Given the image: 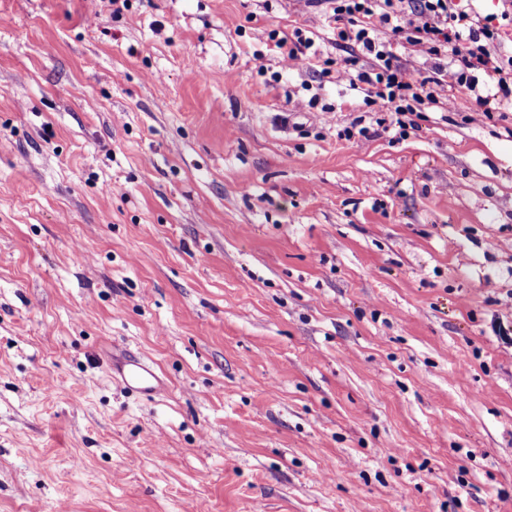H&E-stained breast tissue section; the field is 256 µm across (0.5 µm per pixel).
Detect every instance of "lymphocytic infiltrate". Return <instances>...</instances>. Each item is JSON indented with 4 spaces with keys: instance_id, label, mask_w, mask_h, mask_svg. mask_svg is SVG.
<instances>
[{
    "instance_id": "f902f5d3",
    "label": "lymphocytic infiltrate",
    "mask_w": 512,
    "mask_h": 512,
    "mask_svg": "<svg viewBox=\"0 0 512 512\" xmlns=\"http://www.w3.org/2000/svg\"><path fill=\"white\" fill-rule=\"evenodd\" d=\"M324 26L337 47L370 55L367 70L350 77L365 102L393 110L399 128L424 105H444L463 93L485 118L512 111V56L499 52L497 27L478 24L467 0H327ZM392 36L379 38V28ZM410 45L435 57L428 74H414L397 48Z\"/></svg>"
}]
</instances>
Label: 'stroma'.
<instances>
[{"label":"stroma","instance_id":"35a3bbf8","mask_svg":"<svg viewBox=\"0 0 512 512\" xmlns=\"http://www.w3.org/2000/svg\"><path fill=\"white\" fill-rule=\"evenodd\" d=\"M323 11L0 0V512H512V112L378 127ZM293 36V38L288 37V42H291L287 52L289 67L298 64L312 66V61L317 55V50L310 51L314 46V41L306 36L301 29L294 30ZM118 381L125 387H134L154 394H159L163 390L161 385L155 384L157 382V375L153 369L135 359H129L126 362Z\"/></svg>","mask_w":512,"mask_h":512}]
</instances>
